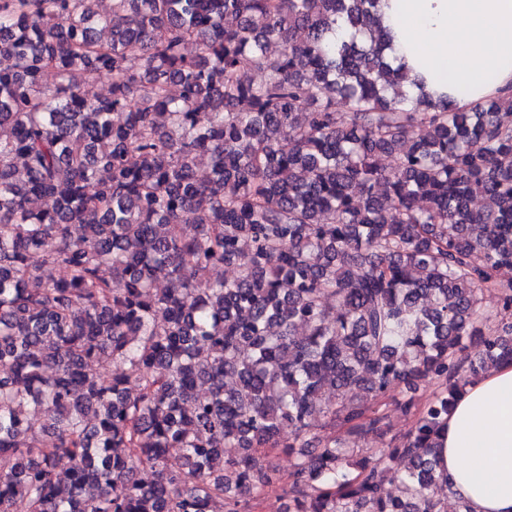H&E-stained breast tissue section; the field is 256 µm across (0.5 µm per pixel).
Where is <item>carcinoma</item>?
<instances>
[{"label":"carcinoma","instance_id":"carcinoma-1","mask_svg":"<svg viewBox=\"0 0 512 512\" xmlns=\"http://www.w3.org/2000/svg\"><path fill=\"white\" fill-rule=\"evenodd\" d=\"M96 2L0 0V512H447L439 431L512 361V93L409 97L379 0ZM396 390L391 446L320 437Z\"/></svg>","mask_w":512,"mask_h":512}]
</instances>
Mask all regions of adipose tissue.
Returning <instances> with one entry per match:
<instances>
[{
	"mask_svg": "<svg viewBox=\"0 0 512 512\" xmlns=\"http://www.w3.org/2000/svg\"><path fill=\"white\" fill-rule=\"evenodd\" d=\"M394 66L462 111L512 91V0H380ZM436 455L471 512H512V362L467 386Z\"/></svg>",
	"mask_w": 512,
	"mask_h": 512,
	"instance_id": "1",
	"label": "adipose tissue"
}]
</instances>
